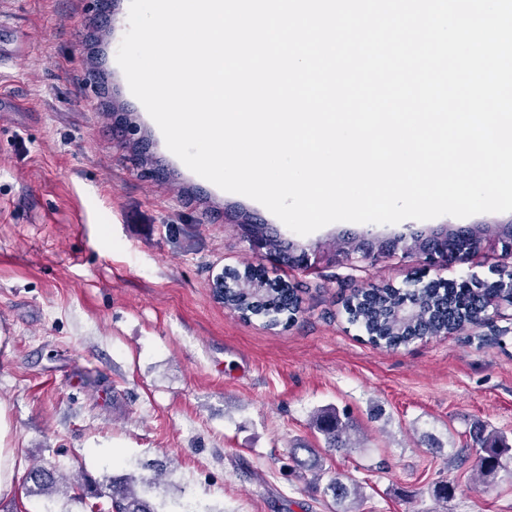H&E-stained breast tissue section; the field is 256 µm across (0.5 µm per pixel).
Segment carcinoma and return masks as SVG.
Returning <instances> with one entry per match:
<instances>
[{
	"mask_svg": "<svg viewBox=\"0 0 512 512\" xmlns=\"http://www.w3.org/2000/svg\"><path fill=\"white\" fill-rule=\"evenodd\" d=\"M489 295H500L506 299L512 293L506 288H417L403 291L368 288L346 306V313L349 321L359 326L370 342L394 348L424 334L459 331L468 325L478 324L484 312L482 299ZM406 299L420 304L418 315L408 322L394 320L393 311ZM300 303L297 289L287 285L274 288L263 283H250L243 288L224 289V306L246 321L259 319L267 327H275L283 319L296 316ZM315 423L324 433L328 447H350V418L347 413L323 410L316 415ZM449 459L456 467L474 463L475 475L488 483L502 477L512 479V446L504 436L494 432L477 436L472 444L453 449ZM60 478L56 467L36 464L29 468L25 484L28 493L43 498L45 503H54V496L62 490L70 500L86 505L89 512H157L146 495L137 491L131 477L94 485L81 481L64 490L61 489ZM325 491L331 493L336 501L349 503L346 512H360L362 490L358 485L336 478L327 484Z\"/></svg>",
	"mask_w": 512,
	"mask_h": 512,
	"instance_id": "1",
	"label": "carcinoma"
}]
</instances>
